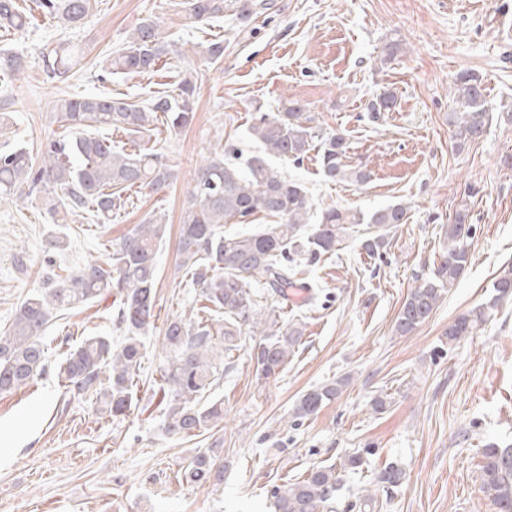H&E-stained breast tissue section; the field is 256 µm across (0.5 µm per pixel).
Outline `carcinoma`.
Returning a JSON list of instances; mask_svg holds the SVG:
<instances>
[{
    "label": "carcinoma",
    "instance_id": "obj_1",
    "mask_svg": "<svg viewBox=\"0 0 512 512\" xmlns=\"http://www.w3.org/2000/svg\"><path fill=\"white\" fill-rule=\"evenodd\" d=\"M96 0H37L41 12L68 28L85 23ZM261 0H237L236 18L247 26L257 11L268 9ZM191 15L201 21L224 15V0H189ZM29 16L17 0H0V28L21 31ZM172 42L164 36L161 21L148 17L129 35L125 46L102 61L101 78L114 74L139 75L155 70L171 53ZM403 50L402 43H386L377 67H388ZM81 48L58 43L43 56V69L50 79L64 80L81 59ZM24 56L0 52V99L10 97V77L24 70ZM196 86L184 79L179 98L160 97L139 105L111 95L88 94L55 102L54 118L71 134L46 142L34 158L24 147L0 150V196L44 202L51 218L62 212L73 215L88 209L109 221L120 208L122 193L134 187L160 192L170 186L174 174L162 153L150 149L128 151L112 144L97 131L121 130L131 141L142 140L152 131L158 114L169 129L189 126L194 119ZM454 110L448 113L451 139L463 147L480 138L493 120L483 78L472 71L458 74L451 86ZM390 90L371 100L366 111L374 119L396 106ZM313 117L305 105L288 100L283 111L272 115L256 110L249 126L263 149L241 167L224 153H214L196 169L189 204L179 224L178 271L200 287L206 305L224 315L215 330L204 318L167 321L163 330L166 360L159 405L165 414L164 430L176 436H193L224 418V403L205 397L224 374V353L240 348L245 334L260 337L250 347L256 375L269 379L288 363L289 354L302 339L295 324L281 321L275 311L259 308L254 285H262L284 298L296 284V257L315 259L340 249L352 224H373L377 234L363 240L370 256H383L388 246L386 231L409 220V206L396 203L363 215L337 207L322 210L318 223L306 230L311 199L306 188L272 167L268 158L277 156L296 163L310 151L323 176L330 182L364 184L367 170L347 164L349 149L341 133L323 135L310 126ZM262 214L276 219L256 233L224 234L229 223L251 224ZM167 231L165 216L149 214L119 242L103 263L87 264L66 279L49 276L43 286L16 307L7 331L0 336V393L27 386L47 367L42 336L53 312L78 307L105 294L119 297L118 325L125 336L118 344L105 336H91L70 350L59 365L58 375L77 395L95 398L100 412L114 418L132 407L144 356L142 336L155 328L158 247ZM472 225L467 214L458 212L448 225V247L439 265L423 283L407 294L396 317L394 330L404 336L424 323L443 296L460 280L470 263ZM496 300L512 298V263L504 264L493 281ZM485 311L476 307L448 325L446 337L453 343L468 336L484 322ZM342 380L311 388L294 404L292 415L300 421L314 416L324 404L335 400ZM223 467L215 450L204 448L193 455L184 477L191 483L219 481ZM481 490L498 512H512V448L490 446L483 450L480 465ZM404 478L401 467L387 465L376 477V485L392 488ZM342 476L334 466H317L300 481L272 489L275 512H335Z\"/></svg>",
    "mask_w": 512,
    "mask_h": 512
}]
</instances>
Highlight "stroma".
Listing matches in <instances>:
<instances>
[{
  "instance_id": "1",
  "label": "stroma",
  "mask_w": 512,
  "mask_h": 512,
  "mask_svg": "<svg viewBox=\"0 0 512 512\" xmlns=\"http://www.w3.org/2000/svg\"><path fill=\"white\" fill-rule=\"evenodd\" d=\"M248 27L232 8L199 22L188 0H97L79 29L45 17L35 0H18L30 15L25 30L0 29V50L22 53L26 69L12 81L8 113L31 152L65 134L53 116L55 100L107 90L146 104L175 97L193 75L195 118L178 132L156 124L150 143L177 175L158 194L131 189L108 223L91 214L52 223L40 203L0 199V333L19 303L47 273L66 276L104 259L154 211L169 232L159 247L157 303L161 316H190L197 292L176 271L180 217L193 187L195 165L211 152L259 150L248 133L256 106L277 112L282 100L306 104L323 132H343L351 165L369 182L326 181L315 156L301 165L271 164L307 188L314 210L338 206L368 213L390 203L410 208L408 223L392 228L383 257L361 243L357 226L345 248L302 263L311 296L287 299L258 289L260 306L300 324L303 336L278 376L256 377L248 346L224 359L212 389L224 420L202 435L178 437L163 429L156 391L165 365L161 329L145 338L134 404L120 420L101 414L93 398L68 392L58 367L82 337L116 329L112 298L57 312L43 342L47 370L26 387L0 393V512H274V486L303 478L315 466L343 471L338 512H358L360 487L394 463L401 485L377 491L373 512H497L480 490L487 444L512 448V300L492 308L484 325L447 343L448 325L488 303L492 282L512 262V118L494 113L478 141L453 147L448 114L451 85L460 72L483 76L492 103L512 101V0H270ZM159 18L176 51L156 71L100 82L101 63L118 51L143 19ZM224 43L215 65L199 55ZM404 51L376 71L385 42ZM69 41L83 56L64 81L43 72L45 47ZM397 95L392 112L372 120L368 102L382 89ZM473 226L472 260L456 288L407 336L394 321L411 288L430 276L457 212ZM65 234L68 248L53 267L42 244ZM26 252L27 273L15 268ZM344 380L342 393L317 415L294 424L295 401L307 390ZM386 406L373 411L371 402ZM217 449L222 482L190 483L184 468L198 449ZM361 454L358 470L345 469Z\"/></svg>"
}]
</instances>
